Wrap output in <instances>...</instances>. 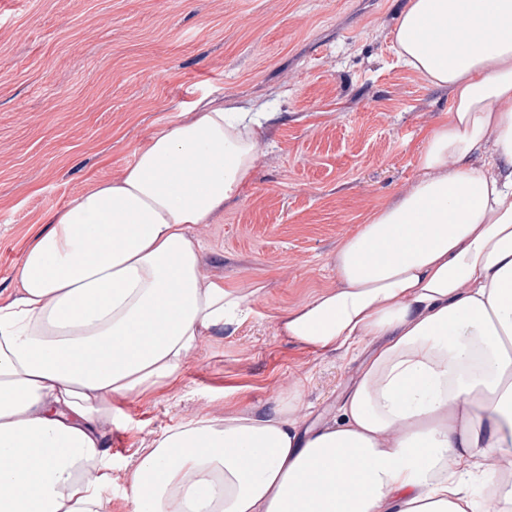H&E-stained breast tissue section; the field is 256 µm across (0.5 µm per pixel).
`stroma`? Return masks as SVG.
Segmentation results:
<instances>
[{
	"mask_svg": "<svg viewBox=\"0 0 512 512\" xmlns=\"http://www.w3.org/2000/svg\"><path fill=\"white\" fill-rule=\"evenodd\" d=\"M407 0H0V290L52 214L118 177L159 129L213 102L273 112L249 181L196 226L207 275L261 284L234 334L206 337L178 380L112 400L108 512H131L129 461L199 415L295 387L304 425L331 420L364 351L279 336L276 319L333 286L339 242L409 188L448 92L403 66Z\"/></svg>",
	"mask_w": 512,
	"mask_h": 512,
	"instance_id": "obj_1",
	"label": "stroma"
}]
</instances>
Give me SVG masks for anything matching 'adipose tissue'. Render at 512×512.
<instances>
[{
    "label": "adipose tissue",
    "mask_w": 512,
    "mask_h": 512,
    "mask_svg": "<svg viewBox=\"0 0 512 512\" xmlns=\"http://www.w3.org/2000/svg\"><path fill=\"white\" fill-rule=\"evenodd\" d=\"M405 66L447 90L419 175L277 331L373 346L339 415L185 420L135 452L132 512H512V0H408ZM270 113L205 106L56 211L0 296V512H106L112 397L175 379L259 286L203 271L192 232L248 181Z\"/></svg>",
    "instance_id": "ef3b65f1"
}]
</instances>
